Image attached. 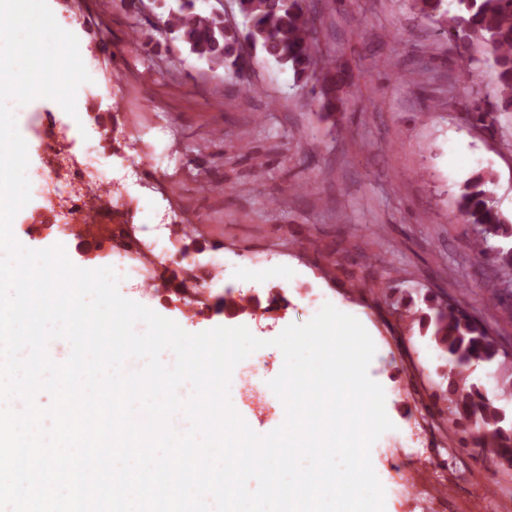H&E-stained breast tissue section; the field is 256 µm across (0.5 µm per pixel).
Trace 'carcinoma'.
<instances>
[{
	"label": "carcinoma",
	"mask_w": 512,
	"mask_h": 512,
	"mask_svg": "<svg viewBox=\"0 0 512 512\" xmlns=\"http://www.w3.org/2000/svg\"><path fill=\"white\" fill-rule=\"evenodd\" d=\"M197 0H178L164 23L167 34L179 41L191 54L215 66H243L245 50L259 52L282 69L292 73L295 82L306 83L315 71L323 74L319 94L323 106L336 111L341 98L336 92L346 87L329 56L320 49L315 18L305 0H242L248 16L244 33L232 32L218 15L196 10ZM414 0V8L440 26L449 40L469 50L484 52L492 60L497 100L473 97L466 115L473 121L492 126L503 112H512V0ZM491 175L479 173L465 184L457 202L459 220L475 228L466 247H477L475 254L494 250L492 239L512 238V225L496 206L489 185ZM430 343L446 356L447 385L443 398L448 400V422L470 439L479 454L494 448L492 457L512 464V414L504 404V395L491 396L467 380L465 371L478 363L494 364L508 357L500 351L496 337L479 323L457 300L437 303L418 318Z\"/></svg>",
	"instance_id": "cac0c4a2"
}]
</instances>
